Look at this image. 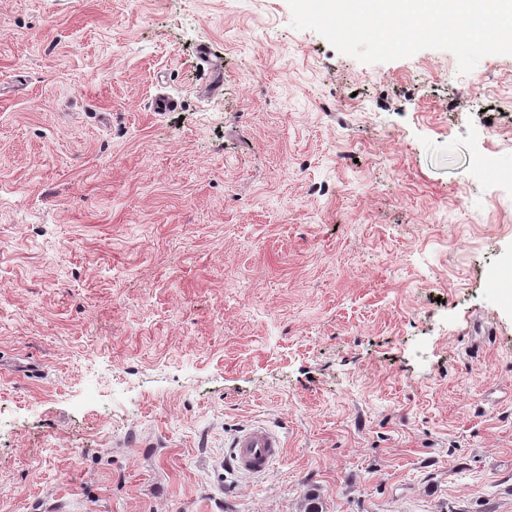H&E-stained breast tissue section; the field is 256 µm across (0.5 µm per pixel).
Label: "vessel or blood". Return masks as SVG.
I'll list each match as a JSON object with an SVG mask.
<instances>
[{"mask_svg": "<svg viewBox=\"0 0 512 512\" xmlns=\"http://www.w3.org/2000/svg\"><path fill=\"white\" fill-rule=\"evenodd\" d=\"M284 442L275 430L250 425L239 430L230 443V457L236 472L242 475L267 474L282 456Z\"/></svg>", "mask_w": 512, "mask_h": 512, "instance_id": "vessel-or-blood-1", "label": "vessel or blood"}]
</instances>
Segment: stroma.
<instances>
[{"label": "stroma", "instance_id": "stroma-1", "mask_svg": "<svg viewBox=\"0 0 512 512\" xmlns=\"http://www.w3.org/2000/svg\"><path fill=\"white\" fill-rule=\"evenodd\" d=\"M291 21L0 0V512H512V56ZM284 442L275 430L265 425H250L239 430L230 443V457L236 472L265 475L282 456Z\"/></svg>", "mask_w": 512, "mask_h": 512}]
</instances>
